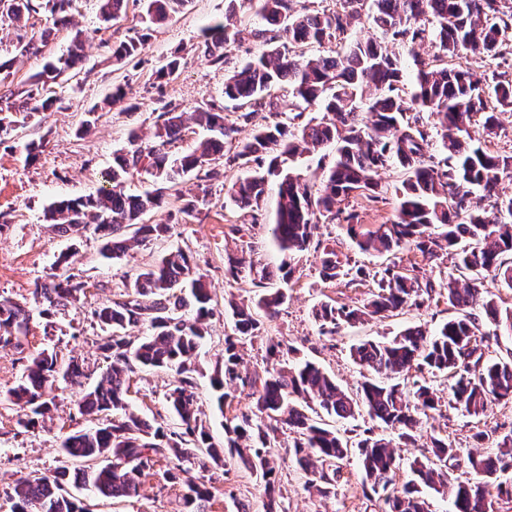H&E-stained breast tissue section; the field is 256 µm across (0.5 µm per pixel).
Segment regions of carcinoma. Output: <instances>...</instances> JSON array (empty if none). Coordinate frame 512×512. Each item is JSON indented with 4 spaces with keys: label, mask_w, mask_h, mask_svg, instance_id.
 Here are the masks:
<instances>
[{
    "label": "carcinoma",
    "mask_w": 512,
    "mask_h": 512,
    "mask_svg": "<svg viewBox=\"0 0 512 512\" xmlns=\"http://www.w3.org/2000/svg\"><path fill=\"white\" fill-rule=\"evenodd\" d=\"M179 0H143L142 22L158 24ZM224 21L207 27L201 52L216 64H227L226 48L240 31L233 16L251 11L260 20L252 30L263 47L253 61L235 66L225 75L224 99L240 114L233 120L224 108L203 103L188 112L168 102L157 113L152 139L144 142L133 131L131 148L113 157L106 181L112 188L96 196L53 201L47 219L61 235L93 230L106 260L126 256L135 243L164 241L172 224H151L146 216L165 199L178 203L186 216L209 209L212 185L226 170L249 167L247 175L231 182L230 200L256 218L271 178H276L277 210L268 225L282 253L277 270L258 263L241 251L224 260L225 275L247 280L263 289L255 305H230V330L210 377L219 411L232 389H249L252 408L225 418L224 447L234 463L264 484V512H279L281 489L276 470L280 436L291 433L288 445L297 465L307 474L309 487L329 496L341 477L338 462L357 453L362 485L382 501V512H427L420 488L448 498L452 512H489V486L503 492L498 479L512 468V432L502 437L495 455H468L473 477L461 480L449 472L448 462L459 449L446 438L429 437L421 458L409 470L412 479L396 483L400 456L396 442L414 444L422 437L424 419L439 410L441 399L426 379H411V372L444 374L452 379L448 403L468 416H488L495 401L512 400V354L487 358L483 349L485 324L491 334L512 335V308L504 307L482 289L491 275L512 288V196L503 193V179H512V155L489 152L473 143L470 125L480 120L486 135L500 128L497 109L512 108V79L491 78L485 72L462 67H437L416 51L426 40L435 42L447 58L465 49L493 59L512 56V0H336L335 9H313L309 0H226ZM127 0H99L101 19L119 18ZM75 0H0V16L18 21L45 13L53 27L40 42L30 41L22 52L37 55L54 29L70 23ZM367 20L380 34L377 39L347 38L351 26ZM148 34L112 46V56L130 60L141 54ZM321 54H309L313 46ZM82 39L77 33L68 53L32 74L26 87L10 92L0 102V136L18 123L15 113L29 117L53 108L58 98L53 86L60 76L82 60ZM414 66V82L407 86L400 53ZM181 57L172 54L154 72L158 81L175 77ZM291 89L296 113L288 122L269 121L263 112L276 111L275 89ZM317 105L320 120L303 121L306 108ZM428 112L436 123L430 128L419 113ZM212 132L187 150H179L193 126ZM251 126L241 139L242 127ZM440 131L444 157L432 152L433 130ZM331 149L332 159L320 184L300 174L280 170V158ZM401 168L395 219L367 228L354 223L357 215L341 207L351 198L378 200L382 192L379 171ZM151 178L152 189L128 193L124 182L135 173ZM196 180L197 192L183 198L180 185ZM479 194L491 210L472 207ZM344 221L346 234L362 253L410 254V267L392 261L376 270L341 258L336 244L316 236L321 220ZM314 248L321 254L320 277L350 285L370 280L375 291L361 305L320 303L314 311L323 336H333L344 325L422 306L442 298L456 315L430 332L420 325L406 328L387 341L364 340L351 348L353 361L369 377L354 392L342 389L311 361L274 368L261 379L240 371L239 347L260 335L262 318L277 316L288 302L284 288L273 281H290L295 259ZM451 257L464 283L450 276L431 279L420 274L424 266L440 267ZM86 282L75 274L53 276L36 286L35 301L47 317L68 308L85 294ZM206 276L192 255L180 247L166 251L125 284L121 298L103 303L92 312L104 337L99 349L106 360L96 384L86 389L77 406L89 417L122 412L112 421L74 432L60 444L59 466L50 476L17 481L10 495L11 512H88L71 488L86 489L104 498L136 497L164 460V479L182 488L184 512H207L214 493L204 477L191 475V466L205 469L198 453L212 452V437L200 422L198 383L192 358L208 334L213 315ZM480 306L481 314L470 311ZM26 304L0 298V345L22 347L30 331ZM144 325L148 333L136 339L131 326ZM173 371L177 384L165 400L178 426L166 431L127 411L126 395L136 370ZM82 366L45 348L28 361L20 382L0 392V401L23 412L25 427H34L54 401L47 391L59 383L75 385ZM391 382L385 383L379 377ZM354 420L362 413L389 430L391 437L373 435V429L339 430L308 412Z\"/></svg>",
    "instance_id": "carcinoma-1"
}]
</instances>
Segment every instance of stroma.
I'll return each instance as SVG.
<instances>
[{
	"mask_svg": "<svg viewBox=\"0 0 512 512\" xmlns=\"http://www.w3.org/2000/svg\"><path fill=\"white\" fill-rule=\"evenodd\" d=\"M224 6L225 0H181L164 22L153 26L139 58L126 65L113 62L109 46L141 34L140 7L136 4L129 6L122 18L106 24L100 18L98 0H78L71 27L60 29L38 55H24L20 49L23 44L39 39L42 29L50 26V18L38 15L26 26H0L1 94L20 87L46 61L65 54L74 30H83L88 37L82 61L59 80L58 108L18 123L15 131L0 142V215L6 220L0 230V296L25 302L33 313L23 349L0 348V391L14 386L31 355L51 344L64 356L78 357L86 372L83 385H94L106 363L98 348L102 330L92 317L93 310L123 293L128 275L154 262L165 248L182 246L191 250L207 274L216 302L210 334L195 363L199 370L202 420L214 443L223 444L225 419L212 407L208 387V377L224 347L223 304L231 299L251 302L260 295L250 282H236L224 275L225 252L236 251L240 246L239 238L229 234L228 228L233 224L255 223L251 243L258 257L267 265H279L282 256L267 231L276 210L275 191H268L261 211L250 217L227 202L226 187L216 186L207 214L179 221L167 243L133 247L121 261L110 264L101 262L96 236L87 232L74 241L60 236L51 231L44 213L56 198L96 193L104 184L103 174L111 167L113 154L128 149L130 130L150 135L153 114L165 102L179 103L187 112L202 103L223 104L224 66L204 57L197 45L205 27L223 20ZM174 51L183 56L179 74L170 80H155L154 71ZM120 83L125 86L126 96L116 102L112 93ZM92 115L97 118L94 128L89 134H80L82 121ZM30 140L42 142L43 151L28 166L17 146ZM402 179L400 169L381 171L382 201L370 203L360 197L351 200L349 208L356 213L359 223H390ZM67 249L75 253L70 271L87 281V293L47 319L40 316V305L32 291L37 283L55 273L59 253ZM319 267L320 256L314 251L298 257L288 285L287 304L278 317L265 320L262 336L246 343L241 350L244 373L263 374L267 366L266 339L274 336L353 391L362 377L360 367L350 356L352 345L394 336L416 323L433 330L452 315L442 300L420 308L408 306L388 318L345 326L331 337L320 335L313 318L318 303L362 304L369 297L371 285L366 282L348 286L340 281L322 280ZM172 380L169 372L141 371L133 375L128 394L130 409L152 423L166 422L164 394ZM79 388H56L57 408L52 418L29 429L21 425L16 406L0 403V512H10L7 494L18 479L52 474L58 464L62 436L89 427V420L77 410ZM423 427L425 434L449 439L462 450L492 455L497 451L500 436L512 432V401L495 403L483 424L445 405L433 412ZM483 427L490 428L491 435L476 441L474 435ZM155 470L154 478L138 497L116 503L95 500V512H183L178 488L170 487L163 478L164 464H157ZM342 472L334 494L319 496L307 489V477L287 449H280L277 477L283 494L282 512H379L376 495L362 485L356 456L343 462ZM204 476L215 488L208 512H264L263 485L249 472L212 462Z\"/></svg>",
	"mask_w": 512,
	"mask_h": 512,
	"instance_id": "1",
	"label": "stroma"
}]
</instances>
